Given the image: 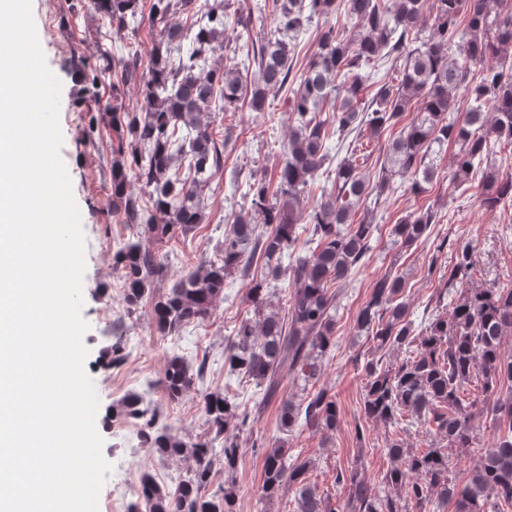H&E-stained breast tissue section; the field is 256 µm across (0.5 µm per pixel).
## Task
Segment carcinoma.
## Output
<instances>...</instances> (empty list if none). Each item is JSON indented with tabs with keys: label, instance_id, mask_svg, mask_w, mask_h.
<instances>
[{
	"label": "carcinoma",
	"instance_id": "obj_1",
	"mask_svg": "<svg viewBox=\"0 0 512 512\" xmlns=\"http://www.w3.org/2000/svg\"><path fill=\"white\" fill-rule=\"evenodd\" d=\"M140 0H93L105 25H128ZM277 25L273 35L253 46L257 78L243 82L240 72L210 64L224 47V23L230 0H150L152 22L159 24L146 66L135 58L117 59L103 51L98 63L71 56L84 91L95 95L101 77L120 70L112 84V108L90 112L83 139L104 129L119 138L112 154V209L139 232L120 243L114 262L121 272L125 301L135 307L153 295L166 269L156 245L186 234L203 221L201 193L224 169V141L202 120L211 107L258 114L268 95L288 91L293 125L280 145L275 182L252 178L244 196L249 211L224 229L219 254L204 265L181 272L151 309L156 330L177 336L181 328L206 319L223 294L227 278L250 280L247 301L253 317L241 320L234 339L224 347V367L231 375L255 381L260 403L271 399L288 375L307 390L321 376L323 361L336 347V292L331 285L349 276L371 250L376 229L367 200L373 189L364 163L350 152L335 169L331 191L304 209L307 186L327 157L332 136L374 139L400 127L388 143L380 167L381 192H396L394 176L409 178L404 191L420 194L435 175L432 155L449 143L453 179L461 187L481 170L480 206L494 211L512 207V175L491 160L492 144L512 145V0H273ZM343 9L354 21L350 36L332 25L316 30L318 50L295 81L296 40L313 20ZM188 15L185 24L172 21ZM481 66L479 74L473 68ZM386 67L398 79L367 84V67ZM134 83L139 104H126L125 87ZM469 99L463 118L451 113L457 91ZM336 99L329 118L323 107ZM188 161L187 176L179 169ZM136 184L139 191L131 189ZM439 223L430 208L394 224V242L410 247ZM316 242L305 254L297 246L305 233ZM474 244L454 242L456 262L448 269V286L463 288L451 299L450 315H437L422 332L407 319L399 301L406 288L402 275L376 282L356 318L358 331L373 336L405 358L395 367L366 363L363 394L365 424L381 423L399 432L424 426L428 447L412 450L398 438L385 448L391 467L383 475L384 494L374 492L356 468L337 473L346 498L334 504L307 481L311 461L288 462L287 441L267 449L261 499L269 504L281 492L294 491L295 512H402L412 502L417 512H508L512 509V355L502 342L512 333V286L466 288L473 279ZM294 284L287 317L271 303L277 281ZM481 373L483 392L495 397L492 420L498 437L469 470L463 485L448 482V449L472 447L471 410L475 401L464 386ZM206 360L191 370L182 357H167L164 389L177 401L204 379ZM208 434L195 438L175 432L159 409L140 394L128 395L115 409L139 421L150 448L166 459L190 460L192 467L175 488L166 489L146 475L128 512H236L233 473L252 434L257 412L219 390L197 391ZM339 423L335 396L321 388L279 408V432L304 425L333 433ZM224 467V488L207 494L213 468Z\"/></svg>",
	"mask_w": 512,
	"mask_h": 512
}]
</instances>
